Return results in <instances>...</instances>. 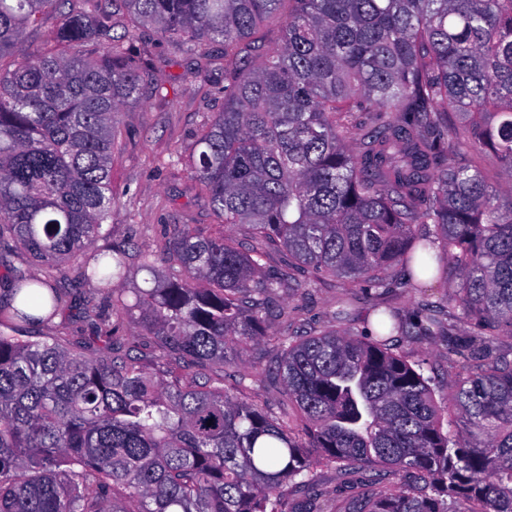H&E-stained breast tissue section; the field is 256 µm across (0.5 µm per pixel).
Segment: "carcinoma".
Masks as SVG:
<instances>
[{"instance_id": "1", "label": "carcinoma", "mask_w": 512, "mask_h": 512, "mask_svg": "<svg viewBox=\"0 0 512 512\" xmlns=\"http://www.w3.org/2000/svg\"><path fill=\"white\" fill-rule=\"evenodd\" d=\"M51 34L26 48L29 33ZM280 19L277 40L252 39ZM206 59L224 45V101L197 136L191 175L219 224H246L293 266L370 289L375 322L272 337L278 410L226 386L227 367L274 321L293 275L264 252L183 224L142 267L128 302L126 250H92L112 219V145L154 75L139 30ZM123 28L116 36L114 30ZM512 0H0V243L111 299L93 336L0 332V512H512ZM441 275L448 305L414 317L381 300ZM0 317L48 324L68 289L15 270ZM336 318L358 317L351 293ZM155 338L118 335L127 315ZM478 363L430 377L398 339L441 336ZM379 466L336 510L314 467Z\"/></svg>"}]
</instances>
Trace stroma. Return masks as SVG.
Returning <instances> with one entry per match:
<instances>
[{"mask_svg": "<svg viewBox=\"0 0 512 512\" xmlns=\"http://www.w3.org/2000/svg\"><path fill=\"white\" fill-rule=\"evenodd\" d=\"M135 47L145 53L161 88L146 94L139 103L127 106L121 114L112 166V220L104 224L103 236L96 245L100 248L115 244L129 246V264L135 272L127 285L145 288L150 276L140 268V255L158 251L173 225L188 224L205 235L221 231L239 240L245 239L247 227L216 224L208 201L189 169L196 136L219 103L224 84L223 46L217 43L206 46L210 59L206 71L199 70L175 41L159 37L150 29H142ZM15 268L73 289L75 302L59 312L53 325L80 326L89 336L93 330L83 325L85 312L93 310L104 316L109 311L107 298L98 296L93 302L84 301L87 286L64 279L59 270L35 264L16 246L0 248V281ZM299 280V290L283 292L280 305L295 310L303 329H336L333 314L346 282L330 276L314 279L304 273ZM400 349L410 361L426 362L434 370L435 398L440 404H447L448 382L456 377L457 371L448 365L445 340L420 336L402 342ZM269 357L268 341H259L230 366L229 372L235 379L248 376L262 401L273 404L282 394L265 379Z\"/></svg>", "mask_w": 512, "mask_h": 512, "instance_id": "obj_1", "label": "stroma"}]
</instances>
